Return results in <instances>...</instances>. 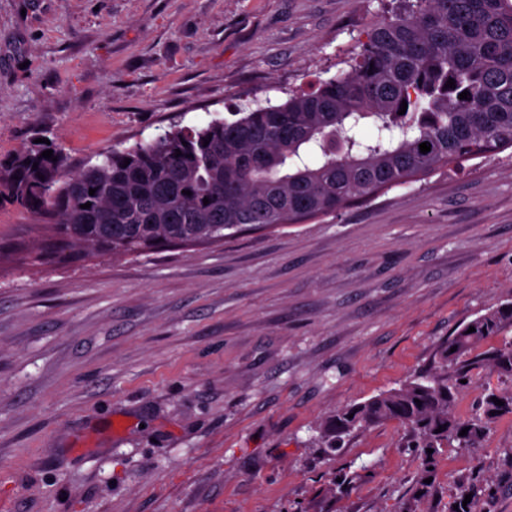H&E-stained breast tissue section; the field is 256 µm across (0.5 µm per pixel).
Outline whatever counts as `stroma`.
Here are the masks:
<instances>
[{"instance_id": "35a3bbf8", "label": "stroma", "mask_w": 512, "mask_h": 512, "mask_svg": "<svg viewBox=\"0 0 512 512\" xmlns=\"http://www.w3.org/2000/svg\"><path fill=\"white\" fill-rule=\"evenodd\" d=\"M389 0H0V163L69 167L346 68ZM512 301V148L303 224L69 265L0 258V512H512V417L437 455L319 424L436 365ZM512 376L468 368L470 417ZM357 484L321 492L334 475Z\"/></svg>"}]
</instances>
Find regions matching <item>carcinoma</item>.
Segmentation results:
<instances>
[{
  "label": "carcinoma",
  "mask_w": 512,
  "mask_h": 512,
  "mask_svg": "<svg viewBox=\"0 0 512 512\" xmlns=\"http://www.w3.org/2000/svg\"><path fill=\"white\" fill-rule=\"evenodd\" d=\"M347 65L282 104L199 128L175 126L78 170L49 145L19 152L0 172V201L41 216L50 233L10 249L66 264L222 243L243 230L335 214L415 177L512 148V0H396ZM465 90L470 96L459 98ZM423 142L431 144L425 154ZM49 149L57 160L41 157ZM509 327L511 302L470 321L442 348L440 366L323 421L320 447L330 454L342 436L389 421L407 427L417 448L479 447L490 425L512 414V391L488 393L480 413L462 419L455 413L460 383L445 367L465 364ZM484 362L512 375V344ZM424 456L416 481L423 496L435 467V454ZM480 501L475 485L462 484L456 512H481Z\"/></svg>",
  "instance_id": "carcinoma-1"
}]
</instances>
